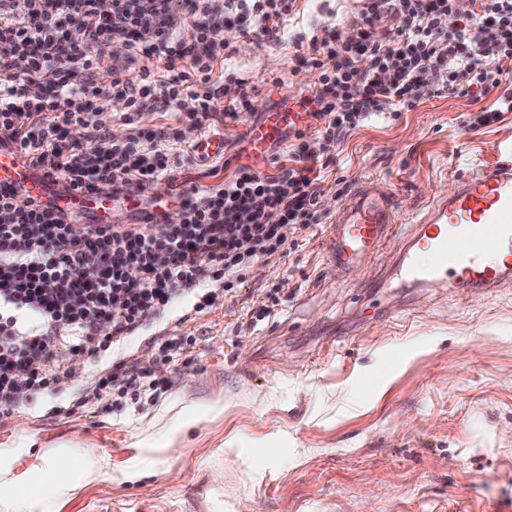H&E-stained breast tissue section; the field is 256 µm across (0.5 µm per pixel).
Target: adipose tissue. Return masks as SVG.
<instances>
[{
	"instance_id": "ef3b65f1",
	"label": "adipose tissue",
	"mask_w": 512,
	"mask_h": 512,
	"mask_svg": "<svg viewBox=\"0 0 512 512\" xmlns=\"http://www.w3.org/2000/svg\"><path fill=\"white\" fill-rule=\"evenodd\" d=\"M34 470H14L12 449L0 448V512H53L77 489L112 483L115 475L110 458L89 454L82 458L55 448L39 453Z\"/></svg>"
}]
</instances>
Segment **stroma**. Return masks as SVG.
I'll list each match as a JSON object with an SVG mask.
<instances>
[{
    "label": "stroma",
    "instance_id": "1",
    "mask_svg": "<svg viewBox=\"0 0 512 512\" xmlns=\"http://www.w3.org/2000/svg\"><path fill=\"white\" fill-rule=\"evenodd\" d=\"M292 34L342 22L355 0H297ZM219 85L247 82L250 113L216 118L224 156H196L175 170L178 182H224L237 166L276 172L251 155L242 132L281 93L311 95L317 75L288 42L234 27ZM480 100L424 94L394 120H372L340 144H324L322 223L288 226L287 242L247 269L236 295L196 311L193 299L145 318L122 345L100 358L74 356L77 374L0 418V444L104 453L113 472L145 461L132 483L79 489L60 512H512V281L488 292L470 288L379 287L336 268L325 236L353 192L335 179L383 182L403 216L377 259L389 268L430 198L454 190L512 145V112L473 128L497 108ZM280 303L269 316L268 291ZM194 339L165 362L168 388L140 402L101 395L78 399L113 361L154 358L157 341ZM223 399L224 412L208 402ZM194 425L170 452L141 445L143 431Z\"/></svg>",
    "mask_w": 512,
    "mask_h": 512
}]
</instances>
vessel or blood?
Listing matches in <instances>:
<instances>
[{
  "label": "vessel or blood",
  "instance_id": "b4317fda",
  "mask_svg": "<svg viewBox=\"0 0 512 512\" xmlns=\"http://www.w3.org/2000/svg\"><path fill=\"white\" fill-rule=\"evenodd\" d=\"M305 129L307 112L291 98L249 126L245 138L263 150L287 123ZM48 179L33 177L25 160L0 152V192L45 197ZM349 212L338 214L327 235V255L337 267L371 274L382 246L402 215L383 183L360 187ZM405 280L425 288H474L484 292L512 279V146L499 160L458 182L451 195L431 199L417 219L401 260Z\"/></svg>",
  "mask_w": 512,
  "mask_h": 512
}]
</instances>
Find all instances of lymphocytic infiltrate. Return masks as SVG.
Here are the masks:
<instances>
[{"instance_id": "obj_1", "label": "lymphocytic infiltrate", "mask_w": 512, "mask_h": 512, "mask_svg": "<svg viewBox=\"0 0 512 512\" xmlns=\"http://www.w3.org/2000/svg\"><path fill=\"white\" fill-rule=\"evenodd\" d=\"M459 14L456 0H358L349 24L354 42L311 35L307 65L318 74L310 104L315 133L328 142L378 117L412 109L419 88L480 99L497 93L512 111V94L499 88L512 63V0H476ZM296 0H112L102 14L97 0H0V145L22 155L41 176L60 180L65 193L111 184L113 191L141 183L173 181V164L186 156L165 130L134 129L146 108L195 118L198 127L217 114L237 119L249 110L244 79L234 82L228 107H220L213 83L227 45L218 25L228 15L256 34L280 36L296 13ZM189 38H182L183 28ZM143 61L133 84H92L105 53ZM126 102L122 118L133 130L113 139L96 116L111 97ZM77 125L82 141L64 131ZM288 160L275 175L247 166L212 187H175L167 199L138 201L140 224H83L76 212L56 215L53 203L0 198V415L55 389L72 355H96L120 345L144 318L166 311L186 293L197 309L237 291L246 270L286 243L284 227L321 221L324 192L319 168L330 159L312 148L304 131L290 130ZM91 260L103 278L86 284L75 275ZM136 268L130 278L128 268ZM221 290H203L205 282ZM83 297L81 306L68 302ZM40 325L19 336L21 317ZM112 333L99 337L103 323ZM157 362V361H156ZM155 361L119 364L88 387L90 396L113 392L139 399L160 393Z\"/></svg>"}]
</instances>
